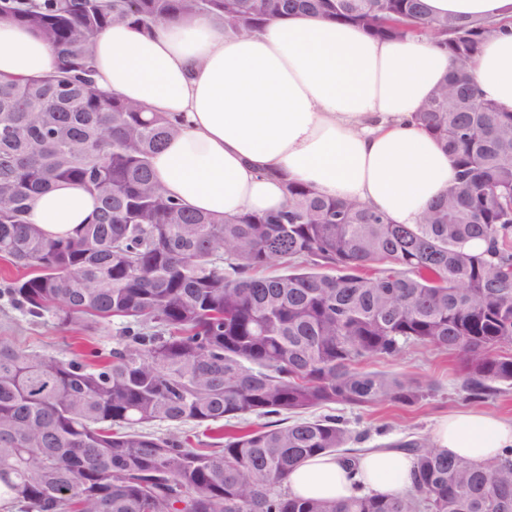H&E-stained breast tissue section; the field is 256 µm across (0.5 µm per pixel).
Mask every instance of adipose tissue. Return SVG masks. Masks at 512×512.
I'll use <instances>...</instances> for the list:
<instances>
[{
	"mask_svg": "<svg viewBox=\"0 0 512 512\" xmlns=\"http://www.w3.org/2000/svg\"><path fill=\"white\" fill-rule=\"evenodd\" d=\"M434 16L505 21L469 69L479 95L512 112V0H425ZM95 88L142 103L182 126L151 159L157 180L195 211L263 214L280 209L294 181L354 200L396 224L418 223L453 178L448 154L414 120L439 80L447 51L423 36L377 40L347 24L296 15L259 33L225 36L212 20L169 22L142 34L115 24L91 40ZM55 49L0 16V80L56 70ZM97 199L61 182L37 195L26 221L47 237L90 223ZM440 452L476 463L512 448V418L477 408L440 418ZM413 483L402 450L365 448L353 463L335 454L305 459L289 492L340 501L356 488L398 495Z\"/></svg>",
	"mask_w": 512,
	"mask_h": 512,
	"instance_id": "obj_1",
	"label": "adipose tissue"
}]
</instances>
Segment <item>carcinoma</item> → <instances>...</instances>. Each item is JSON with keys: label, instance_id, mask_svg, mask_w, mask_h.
Segmentation results:
<instances>
[{"label": "carcinoma", "instance_id": "1", "mask_svg": "<svg viewBox=\"0 0 512 512\" xmlns=\"http://www.w3.org/2000/svg\"><path fill=\"white\" fill-rule=\"evenodd\" d=\"M371 37L428 35L457 63L416 120L454 177L418 224L286 185L281 209L193 212L155 179L180 128L97 92L91 37L114 23L151 33L208 16L248 36L296 14ZM47 41L58 68L0 82V257L23 269L0 295L65 330L118 319L112 350L70 360L0 336V503L17 512H512V455L478 464L402 444L404 494L306 499L283 489L305 458L353 441L337 416L228 429L206 448L152 422L210 425L331 404L412 406L424 388L363 370L409 345L454 351L468 399L512 385V113L466 73L497 24L431 17L421 0H0ZM59 182L100 202L73 236L26 223ZM473 240L485 243L471 250ZM278 263L283 272L260 271Z\"/></svg>", "mask_w": 512, "mask_h": 512}]
</instances>
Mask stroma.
<instances>
[{
	"label": "stroma",
	"instance_id": "35a3bbf8",
	"mask_svg": "<svg viewBox=\"0 0 512 512\" xmlns=\"http://www.w3.org/2000/svg\"><path fill=\"white\" fill-rule=\"evenodd\" d=\"M118 324L106 330L83 331L71 327L60 333L51 318H34L14 308L7 298H0V336L11 337L17 345L35 354L71 357L73 349L95 348L109 352L118 334ZM78 337L76 348H69L66 335ZM364 368L381 374H397L418 381L431 389L429 396L413 406L379 403L365 407L329 405L304 411L307 419L326 415L343 418L352 434L363 437L365 445L377 448H397L403 441L430 442L437 419L450 411L468 407L462 384L466 372L454 353L421 345L407 347L396 358H372Z\"/></svg>",
	"mask_w": 512,
	"mask_h": 512
}]
</instances>
